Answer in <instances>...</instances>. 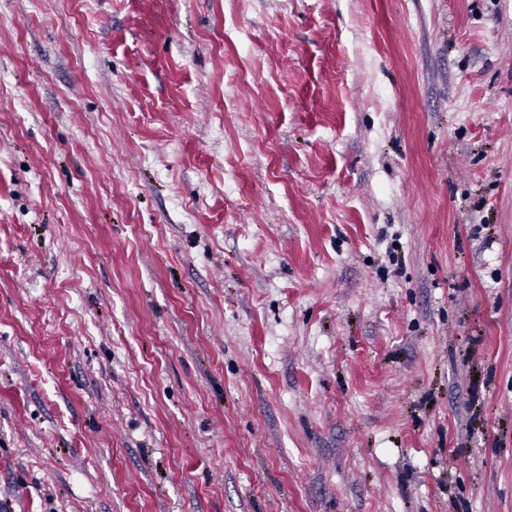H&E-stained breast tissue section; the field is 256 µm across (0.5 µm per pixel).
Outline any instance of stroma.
<instances>
[{
  "label": "stroma",
  "instance_id": "stroma-1",
  "mask_svg": "<svg viewBox=\"0 0 512 512\" xmlns=\"http://www.w3.org/2000/svg\"><path fill=\"white\" fill-rule=\"evenodd\" d=\"M0 512H512V0H0Z\"/></svg>",
  "mask_w": 512,
  "mask_h": 512
}]
</instances>
